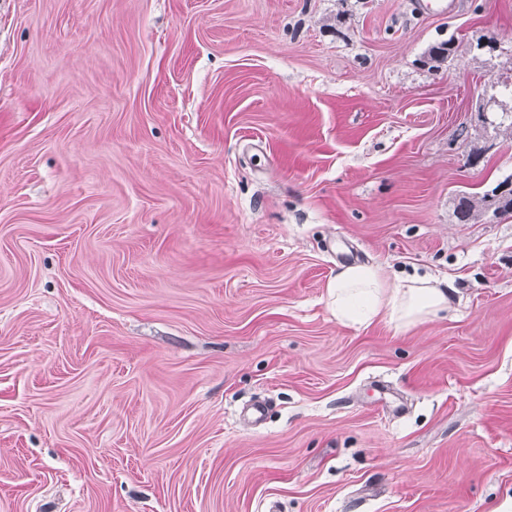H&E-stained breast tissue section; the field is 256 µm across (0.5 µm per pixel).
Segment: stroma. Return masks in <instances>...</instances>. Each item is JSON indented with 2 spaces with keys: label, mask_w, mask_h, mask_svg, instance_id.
<instances>
[{
  "label": "stroma",
  "mask_w": 512,
  "mask_h": 512,
  "mask_svg": "<svg viewBox=\"0 0 512 512\" xmlns=\"http://www.w3.org/2000/svg\"><path fill=\"white\" fill-rule=\"evenodd\" d=\"M506 83L512 0H0V512H512ZM453 52L454 41L449 38L430 45L425 52V56L429 61L428 63L431 64V69L439 71L448 63V59L453 55ZM500 213L501 216L512 214V174L498 182L490 191L481 196L464 195L457 204V217L460 222H466L477 212ZM448 283L427 276L390 279L377 265H342L328 288V306L336 321L368 325L386 317L398 329H409L448 313Z\"/></svg>",
  "instance_id": "stroma-1"
}]
</instances>
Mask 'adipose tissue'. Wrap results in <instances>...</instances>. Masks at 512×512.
I'll list each match as a JSON object with an SVG mask.
<instances>
[{"instance_id":"adipose-tissue-1","label":"adipose tissue","mask_w":512,"mask_h":512,"mask_svg":"<svg viewBox=\"0 0 512 512\" xmlns=\"http://www.w3.org/2000/svg\"><path fill=\"white\" fill-rule=\"evenodd\" d=\"M451 304L447 283L417 275L391 279L376 265L341 266L328 288V306L347 326L384 317L408 329L448 312Z\"/></svg>"}]
</instances>
